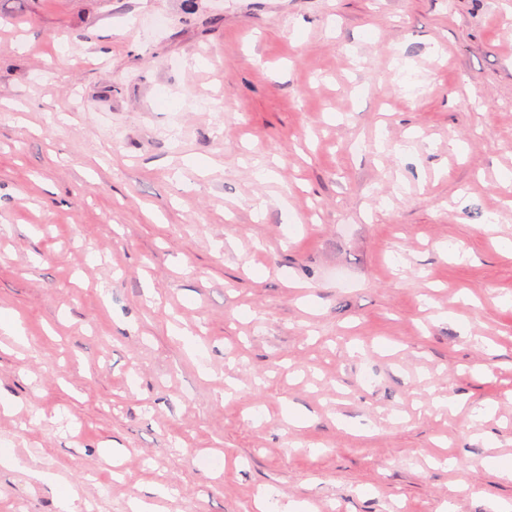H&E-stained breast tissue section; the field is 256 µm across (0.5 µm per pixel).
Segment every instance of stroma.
<instances>
[{
  "label": "stroma",
  "instance_id": "35a3bbf8",
  "mask_svg": "<svg viewBox=\"0 0 512 512\" xmlns=\"http://www.w3.org/2000/svg\"><path fill=\"white\" fill-rule=\"evenodd\" d=\"M15 313L0 512L512 504V0H0ZM0 467L22 470L26 472L33 480L43 483L57 482L55 476L43 471L35 470L28 467L23 460L14 453L0 455Z\"/></svg>",
  "mask_w": 512,
  "mask_h": 512
}]
</instances>
